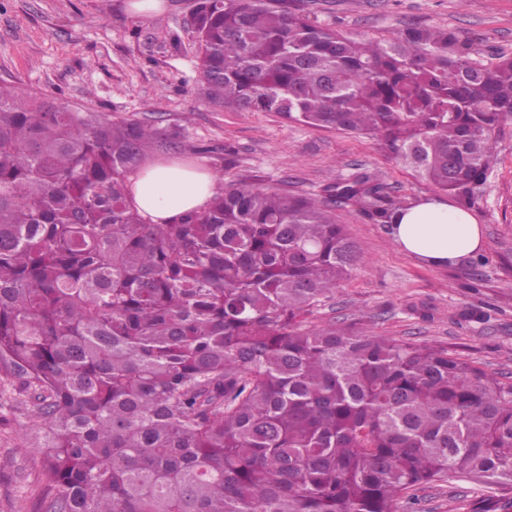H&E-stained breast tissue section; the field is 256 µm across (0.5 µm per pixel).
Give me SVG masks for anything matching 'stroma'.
<instances>
[{
	"label": "stroma",
	"mask_w": 512,
	"mask_h": 512,
	"mask_svg": "<svg viewBox=\"0 0 512 512\" xmlns=\"http://www.w3.org/2000/svg\"><path fill=\"white\" fill-rule=\"evenodd\" d=\"M319 24L379 42L409 27L453 30L477 60L512 56V0H294ZM131 0H0V81L112 119L176 135V151L146 149L145 164L179 162L218 183L247 180L312 196L359 172L413 203L436 189L374 141L284 120L273 112L211 105L197 66V0H163L145 17ZM498 163L469 212L483 229L484 264L433 266L405 253L388 225L352 203L335 207L361 260L307 326L333 321L379 336L447 348L512 386V119L496 131ZM0 512H40L42 454L14 448L26 410L0 406ZM489 486L455 476L416 487L396 512H483Z\"/></svg>",
	"instance_id": "1"
}]
</instances>
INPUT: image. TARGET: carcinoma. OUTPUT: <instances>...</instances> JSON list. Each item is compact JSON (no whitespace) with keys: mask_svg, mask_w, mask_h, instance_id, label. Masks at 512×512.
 Masks as SVG:
<instances>
[{"mask_svg":"<svg viewBox=\"0 0 512 512\" xmlns=\"http://www.w3.org/2000/svg\"><path fill=\"white\" fill-rule=\"evenodd\" d=\"M210 102L363 135L474 204L512 56L449 29L378 43L272 0H197ZM157 132L0 83V373L35 411L42 512H396L458 474L512 504V388L441 346L302 327L361 260L338 203L240 182L152 224L128 190Z\"/></svg>","mask_w":512,"mask_h":512,"instance_id":"obj_1","label":"carcinoma"}]
</instances>
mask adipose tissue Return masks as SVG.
Instances as JSON below:
<instances>
[{
  "label": "adipose tissue",
  "mask_w": 512,
  "mask_h": 512,
  "mask_svg": "<svg viewBox=\"0 0 512 512\" xmlns=\"http://www.w3.org/2000/svg\"><path fill=\"white\" fill-rule=\"evenodd\" d=\"M215 187L209 172L171 163L143 169L133 180L130 195L152 223L168 224L186 212L204 210ZM393 234L404 252L436 266L476 253L482 243L480 224L437 197L410 204Z\"/></svg>",
  "instance_id": "ef3b65f1"
}]
</instances>
